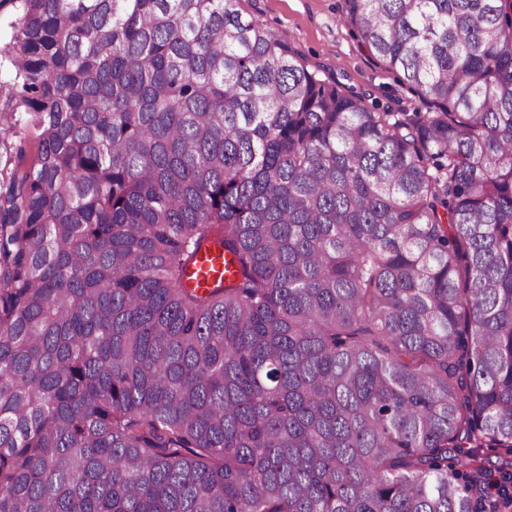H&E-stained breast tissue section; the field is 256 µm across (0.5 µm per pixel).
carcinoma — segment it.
Instances as JSON below:
<instances>
[{"instance_id": "cac0c4a2", "label": "carcinoma", "mask_w": 512, "mask_h": 512, "mask_svg": "<svg viewBox=\"0 0 512 512\" xmlns=\"http://www.w3.org/2000/svg\"><path fill=\"white\" fill-rule=\"evenodd\" d=\"M344 3L427 111L241 0H0V512H478L477 448L512 512V0ZM232 266L225 263L224 255L216 247L200 254L190 267L187 283L192 288H213L220 279L230 274Z\"/></svg>"}]
</instances>
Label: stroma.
<instances>
[{
    "label": "stroma",
    "instance_id": "1",
    "mask_svg": "<svg viewBox=\"0 0 512 512\" xmlns=\"http://www.w3.org/2000/svg\"><path fill=\"white\" fill-rule=\"evenodd\" d=\"M244 11L291 43L324 75L378 101L385 112H416L425 105L364 46L343 20V0H243Z\"/></svg>",
    "mask_w": 512,
    "mask_h": 512
}]
</instances>
